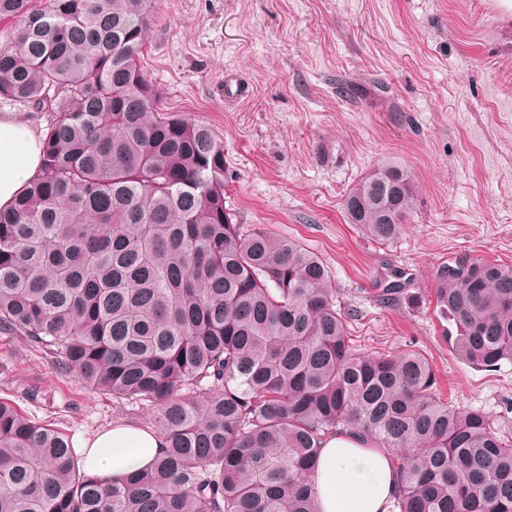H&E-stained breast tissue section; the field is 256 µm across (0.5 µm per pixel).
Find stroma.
Wrapping results in <instances>:
<instances>
[{"label": "stroma", "instance_id": "stroma-1", "mask_svg": "<svg viewBox=\"0 0 512 512\" xmlns=\"http://www.w3.org/2000/svg\"><path fill=\"white\" fill-rule=\"evenodd\" d=\"M143 71L169 111L224 141V202L246 224L316 252L364 353L413 345L442 398L512 434V361L487 371L443 340L435 272L460 257L512 265V12L497 0H154ZM243 95H235V88ZM415 206L379 243L343 200L386 160ZM406 272L399 300L380 284ZM0 400L72 437L149 406L92 391L24 337L0 331Z\"/></svg>", "mask_w": 512, "mask_h": 512}]
</instances>
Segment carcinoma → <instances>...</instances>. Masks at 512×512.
I'll return each instance as SVG.
<instances>
[{"label": "carcinoma", "mask_w": 512, "mask_h": 512, "mask_svg": "<svg viewBox=\"0 0 512 512\" xmlns=\"http://www.w3.org/2000/svg\"><path fill=\"white\" fill-rule=\"evenodd\" d=\"M1 21L0 99L49 120L41 177L0 210V329L156 407L166 448L105 486L0 401V512H317L305 477L341 430L397 451L389 512H512V438L440 400L418 349H357L322 259L224 207L223 140L141 68L151 0H0ZM414 204L385 161L343 208L386 243ZM435 280L454 351L512 360V265L455 258Z\"/></svg>", "instance_id": "carcinoma-1"}]
</instances>
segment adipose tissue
I'll use <instances>...</instances> for the list:
<instances>
[{
  "mask_svg": "<svg viewBox=\"0 0 512 512\" xmlns=\"http://www.w3.org/2000/svg\"><path fill=\"white\" fill-rule=\"evenodd\" d=\"M42 170L41 130L28 117L0 114V208H9ZM80 446L84 472L116 483L150 467L164 442L149 428L117 423ZM391 458L389 449L369 444L357 434L329 437L308 477L316 491L318 512H387L397 485Z\"/></svg>",
  "mask_w": 512,
  "mask_h": 512,
  "instance_id": "1",
  "label": "adipose tissue"
}]
</instances>
